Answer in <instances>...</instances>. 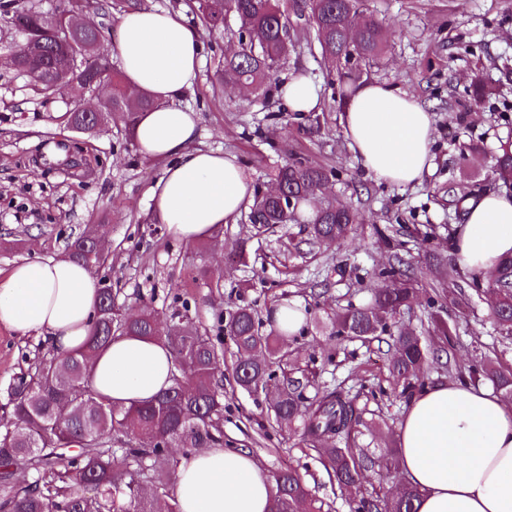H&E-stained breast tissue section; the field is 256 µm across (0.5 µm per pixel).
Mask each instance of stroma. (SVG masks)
Returning <instances> with one entry per match:
<instances>
[{"label": "stroma", "instance_id": "stroma-1", "mask_svg": "<svg viewBox=\"0 0 512 512\" xmlns=\"http://www.w3.org/2000/svg\"><path fill=\"white\" fill-rule=\"evenodd\" d=\"M143 5L178 12L200 38L198 80L180 98L198 116L194 147L234 156L259 190L271 184L274 166L288 160L333 170L326 195L356 211L350 236L339 245L319 244L305 225L289 224L257 237L242 214L205 240L179 241L152 216L151 189L164 162L137 151L121 114L91 135L67 128L60 116L72 91L50 100L36 94L10 65L18 34L0 26V242L12 245L0 251L1 273L21 260L61 257L72 238L103 224L109 256L95 276L118 288L126 311L147 306L163 318L183 312L213 336L218 316L243 303L262 319L288 300L319 306L317 320L289 340L288 350L297 368L313 373L305 396L336 387L349 394L362 423L348 445L373 458L396 448L409 400L391 381L379 343L336 339L331 318L339 308L370 303L379 269L399 265L420 285L395 322L422 336L426 384L457 380L483 363L512 371V334L493 324L490 296L471 289V274L452 253L455 226L463 221L455 199L502 187L493 167L502 145L512 143V0H361L387 39L380 60L362 66V82L392 85L434 114L431 167L421 183L404 187L377 179L349 149L339 82L320 52L305 48V18L292 16L302 47L262 93L215 80L225 52L238 45L234 17L209 31L196 0ZM299 76L315 86L317 111L285 107L281 88ZM478 78L487 88L479 100L471 93ZM425 231L433 238L424 248ZM242 238L249 257L236 266L228 255ZM435 320L449 325L451 338L434 335ZM45 350L41 339L0 326V404ZM268 414L264 395L225 385V447L249 450L273 475L293 467L323 512H350V495L331 482L323 456L300 434L271 427Z\"/></svg>", "mask_w": 512, "mask_h": 512}]
</instances>
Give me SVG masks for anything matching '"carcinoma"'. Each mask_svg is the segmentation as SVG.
Listing matches in <instances>:
<instances>
[{"label":"carcinoma","mask_w":512,"mask_h":512,"mask_svg":"<svg viewBox=\"0 0 512 512\" xmlns=\"http://www.w3.org/2000/svg\"><path fill=\"white\" fill-rule=\"evenodd\" d=\"M84 6V0H65L58 27L46 35L45 15L26 0L0 4V20L15 29L22 40L42 37L53 49L71 43L87 56L89 67L81 72L62 65L63 52L44 69L30 75L37 94L49 98L58 82L78 78L90 85L101 72L112 82V94L100 109L122 114L132 127L136 115L152 106L144 95L130 94L120 75L111 70L112 42L103 30L87 28L79 35L67 30L66 12ZM303 10L314 32L321 57L336 66L339 82L348 87L360 79L362 62L379 58L386 48L382 26L362 16L359 0H306ZM199 18L215 28L230 14L241 22L247 35L239 51L224 57L217 81L263 89L281 61L296 51L287 32L290 26L287 0H198ZM332 171L321 166L289 161L274 172L281 193L259 195L252 208L265 224H286L296 219L303 204L313 210L307 221L309 235L318 243H340L356 223L355 211L325 200L322 187ZM495 176L512 186V145H504L496 159ZM290 197L294 211L286 214L281 198ZM108 251L104 228L79 236L68 245V256L96 269ZM398 288L374 289L369 307L350 305L333 315L332 334L337 338L374 339L385 332L400 311L415 298L414 279L391 267ZM495 295L492 316L501 330L512 333V257L503 260L487 278ZM220 331L232 340L236 359L232 367L238 387L269 396L272 422L284 431L297 428L311 449L323 448L327 469L342 490L354 491L353 512H415L419 496L415 486L402 485L392 497H366L361 491L364 471L378 467L388 472L395 458L387 453L374 461L351 448L336 447V440L350 437L359 416L339 389L326 390L308 400L303 389L309 376H288V336L262 331L255 309L238 307L220 320ZM118 335L162 342L172 355L171 385L152 401L125 409L102 398L89 383V359ZM389 375L402 393L424 387L419 373L427 349L415 330L399 327L391 334ZM223 339L203 333L190 321L165 322L155 311L143 308L128 315L116 302L112 285L101 284L87 345L59 354L50 349L29 365L8 392L5 408L11 425L0 430V512H180L173 487L182 453L224 445ZM470 374L487 379L503 396L512 395V374L481 364ZM24 466L30 477L19 480ZM270 512H322V502L312 496L300 475L283 468L276 478Z\"/></svg>","instance_id":"carcinoma-1"}]
</instances>
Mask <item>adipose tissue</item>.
Here are the masks:
<instances>
[{
    "instance_id": "obj_1",
    "label": "adipose tissue",
    "mask_w": 512,
    "mask_h": 512,
    "mask_svg": "<svg viewBox=\"0 0 512 512\" xmlns=\"http://www.w3.org/2000/svg\"><path fill=\"white\" fill-rule=\"evenodd\" d=\"M114 50L125 86L155 105L140 113L133 139L142 155L166 161L152 189V214L177 239L194 243L235 219L254 186L234 157L193 148L197 115L179 103L197 81L201 47L177 15L136 9L117 18ZM349 148L378 179L418 183L431 166V112L414 96L378 82L361 86L342 116ZM452 250L461 267L487 275L512 256V196L466 197ZM99 287L72 258L28 261L0 277V326L36 335L58 353L88 341ZM170 353L161 343L116 337L89 367L92 388L130 407L168 385ZM398 465L419 497L416 512H512V402L455 382L425 386L399 425ZM275 489L266 467L240 448L181 455L174 494L180 512H268Z\"/></svg>"
}]
</instances>
